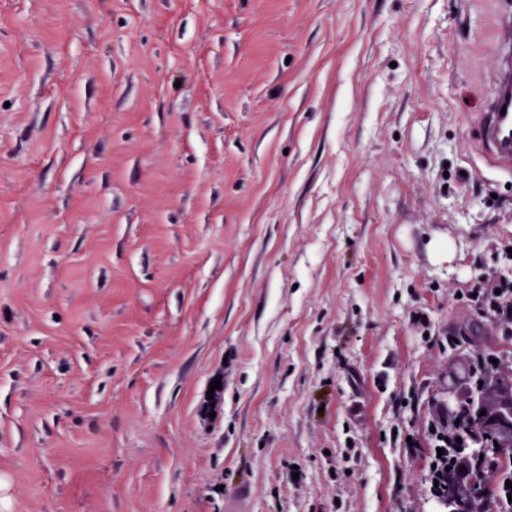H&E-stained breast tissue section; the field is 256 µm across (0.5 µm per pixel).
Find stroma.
<instances>
[{
	"mask_svg": "<svg viewBox=\"0 0 512 512\" xmlns=\"http://www.w3.org/2000/svg\"><path fill=\"white\" fill-rule=\"evenodd\" d=\"M498 3L0 0V512H435Z\"/></svg>",
	"mask_w": 512,
	"mask_h": 512,
	"instance_id": "obj_1",
	"label": "stroma"
}]
</instances>
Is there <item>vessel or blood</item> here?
<instances>
[{
    "label": "vessel or blood",
    "mask_w": 512,
    "mask_h": 512,
    "mask_svg": "<svg viewBox=\"0 0 512 512\" xmlns=\"http://www.w3.org/2000/svg\"><path fill=\"white\" fill-rule=\"evenodd\" d=\"M497 91L479 117L482 156L488 166L512 172V11L500 15L496 54Z\"/></svg>",
    "instance_id": "obj_1"
}]
</instances>
